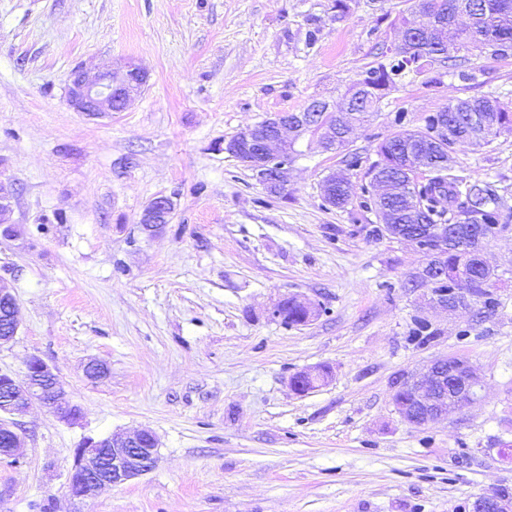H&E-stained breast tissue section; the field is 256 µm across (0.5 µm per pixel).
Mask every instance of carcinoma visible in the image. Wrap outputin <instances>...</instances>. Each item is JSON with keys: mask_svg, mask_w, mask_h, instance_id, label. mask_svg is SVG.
Here are the masks:
<instances>
[{"mask_svg": "<svg viewBox=\"0 0 512 512\" xmlns=\"http://www.w3.org/2000/svg\"><path fill=\"white\" fill-rule=\"evenodd\" d=\"M427 10L436 17L450 21L465 15L468 23L460 28L456 40L448 42L445 34L437 32L420 45V64L409 66L410 60L381 53V60L370 65L356 85L380 88L387 78L392 83L410 73L419 74L433 65L438 75L449 74L467 79L463 70L466 58L457 55L461 50L477 51L492 57L512 53V0H426ZM469 100L479 105L477 122H467L462 109L457 107L461 99L448 103L439 112L424 118V130L398 132L376 146L377 160L367 171L369 184L382 177L397 176L401 179L397 196L381 202L390 220L411 230L425 229L431 224L481 225L485 234L493 235L507 225L512 217L503 213V203L495 184L487 179L467 181L453 174L452 168L441 162L444 154H452L454 148L465 142L474 145L489 143V138L501 133L512 134V109L498 98L488 95L471 96ZM448 117V138L442 151L433 148L436 125L442 117ZM435 155L428 172H418L415 159L420 155ZM334 206L344 208L354 199L360 205L376 210L374 195L368 184L356 185L351 181L333 188ZM464 201H459V198ZM439 263L444 277L436 291L453 297V290L466 288L480 297L485 309L494 307L490 288L495 284L494 270L473 255L470 239L461 235L455 245L439 252Z\"/></svg>", "mask_w": 512, "mask_h": 512, "instance_id": "obj_1", "label": "carcinoma"}]
</instances>
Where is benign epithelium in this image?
<instances>
[{"label":"benign epithelium","instance_id":"7a95c632","mask_svg":"<svg viewBox=\"0 0 512 512\" xmlns=\"http://www.w3.org/2000/svg\"><path fill=\"white\" fill-rule=\"evenodd\" d=\"M148 82V74L138 67L128 65L121 70L107 71L89 78L78 69L72 73L68 100L78 112L100 115L119 112L131 95L139 92ZM325 105L316 103L288 120V114L276 113L266 119L264 125H253L224 141V152L256 172L263 179L265 189L279 196L284 194L287 184L288 155L293 150L295 138L312 131L319 134L320 141L328 150L336 149V128L320 127L312 123L307 113L321 112ZM14 192L12 185L0 179V224L1 234L9 235L6 226L12 212ZM175 209L172 197L158 195L144 208L139 223L151 228L153 224L169 223ZM435 237L413 234L396 238L404 239L431 257L438 247L444 246L442 229H433ZM290 301L306 311L305 321L318 315L316 308L307 300L297 296L283 298L273 304L270 314L282 318V308ZM428 302L445 312L468 309L470 299L448 303L439 299V294L430 293ZM17 303L5 283L0 281V348L11 343L17 334ZM476 367L469 361L456 357L438 358L425 369L413 372L397 383L395 393L411 389L416 409L405 411L398 408L400 416L415 427L448 415L460 409L476 397L474 390ZM63 386L52 368L42 359L33 357L28 362L27 379L17 383L8 373L0 372V459L20 463L23 455V439L19 434V423L15 416L38 404L63 422L73 418L69 410L73 406L63 399ZM159 441L153 431L142 429L134 433L114 432L98 439L88 437L75 451L73 470L68 481L69 493L80 500L93 499L102 491L125 484L151 471L157 462ZM471 512H512V500L492 492L480 495L471 504Z\"/></svg>","mask_w":512,"mask_h":512}]
</instances>
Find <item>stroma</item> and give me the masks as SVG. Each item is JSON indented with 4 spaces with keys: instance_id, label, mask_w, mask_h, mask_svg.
Masks as SVG:
<instances>
[{
    "instance_id": "35a3bbf8",
    "label": "stroma",
    "mask_w": 512,
    "mask_h": 512,
    "mask_svg": "<svg viewBox=\"0 0 512 512\" xmlns=\"http://www.w3.org/2000/svg\"><path fill=\"white\" fill-rule=\"evenodd\" d=\"M388 11L378 21L379 11ZM416 0H0V175L15 189L0 276L18 335L0 371L24 382L43 359L82 409L75 424L32 407L20 464L0 460V512H470L512 493V225L485 249L497 310L431 308L409 279L426 258L376 237L359 203L322 200L330 174L366 181L376 145L420 130L450 100L512 105V55L469 52L466 78L410 74L358 125L348 150L296 141L287 194L218 144L315 101L343 106L397 42ZM126 62L149 75L119 112H75L72 71ZM407 114L395 125L397 111ZM361 163L348 168V152ZM454 174L494 181L512 211V134L457 145ZM171 196L169 224L139 219ZM321 308L305 325L270 317L279 299ZM430 340H414L415 321ZM440 357L478 369V397L424 427L396 384ZM104 377L88 378V362ZM323 368L304 395L290 378ZM152 430L147 474L85 502L67 489L84 438Z\"/></svg>"
}]
</instances>
